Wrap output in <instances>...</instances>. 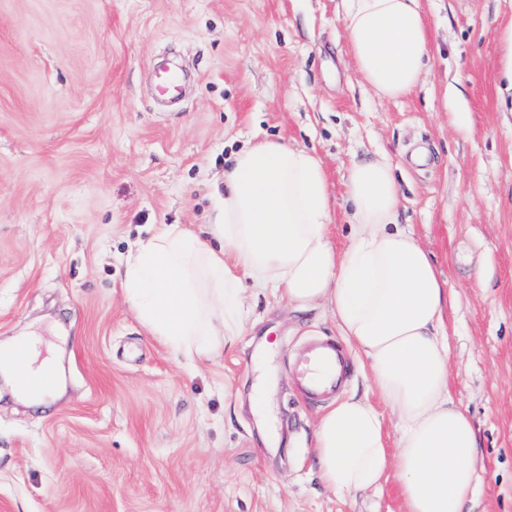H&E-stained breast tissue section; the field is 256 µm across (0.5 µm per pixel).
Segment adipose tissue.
I'll return each mask as SVG.
<instances>
[{"label":"adipose tissue","mask_w":512,"mask_h":512,"mask_svg":"<svg viewBox=\"0 0 512 512\" xmlns=\"http://www.w3.org/2000/svg\"><path fill=\"white\" fill-rule=\"evenodd\" d=\"M347 50L362 81L396 99L418 85L431 56L420 0H345ZM349 245L329 235L325 168L309 149L261 139L224 172L210 239L164 224L125 259L124 296L141 325L176 357H220L244 329L246 289L299 311L326 309L370 371L371 394L350 393L315 429L324 486L352 497L399 478L405 512H467L478 476V436L448 389L452 295L427 252L397 222L402 192L386 154L354 162L345 177ZM27 346L25 364L12 354ZM37 337L0 346V371L23 399L42 404L32 379L52 368ZM400 431L389 448L384 417Z\"/></svg>","instance_id":"ef3b65f1"}]
</instances>
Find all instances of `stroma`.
<instances>
[{
    "label": "stroma",
    "mask_w": 512,
    "mask_h": 512,
    "mask_svg": "<svg viewBox=\"0 0 512 512\" xmlns=\"http://www.w3.org/2000/svg\"><path fill=\"white\" fill-rule=\"evenodd\" d=\"M421 4L433 55L388 100L346 52L344 0H0V344L41 336L63 385L41 405L0 385V512H404L396 477L350 499L315 469L333 400L309 401L293 366L338 340L327 313L247 298L243 335L192 366L124 301L130 246L160 224L205 232L257 138L322 159L340 250L348 167L397 165L398 221L453 296L448 386L480 443L470 512H512V0ZM162 64L188 75L168 104ZM419 146L428 165L408 162Z\"/></svg>",
    "instance_id": "1"
}]
</instances>
